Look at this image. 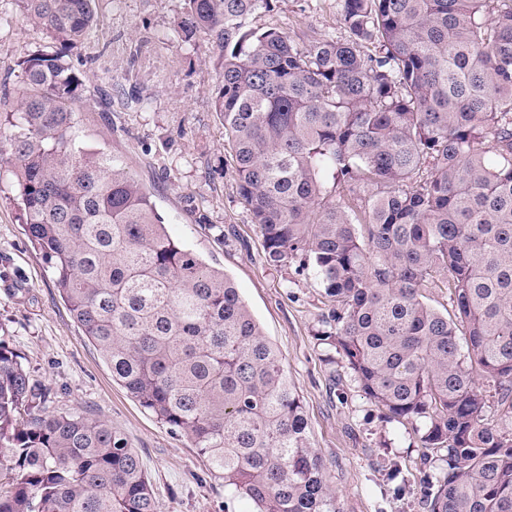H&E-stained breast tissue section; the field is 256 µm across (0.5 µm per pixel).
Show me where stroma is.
<instances>
[{
	"label": "stroma",
	"mask_w": 512,
	"mask_h": 512,
	"mask_svg": "<svg viewBox=\"0 0 512 512\" xmlns=\"http://www.w3.org/2000/svg\"><path fill=\"white\" fill-rule=\"evenodd\" d=\"M185 7V0H95V25L70 56L85 80L75 106L78 136L121 160L149 190L171 238L232 279L282 355L341 512H426L418 436L365 398L323 343L329 302L313 276L266 261L211 107L216 56L206 37L187 44L176 33ZM250 22L297 39L346 35L339 0H272ZM50 45L15 0H0V112L15 105L19 61ZM17 194L14 170L0 160V342L50 387V410L88 412L121 431L151 481L158 512H251L186 437L113 381L31 247Z\"/></svg>",
	"instance_id": "stroma-1"
}]
</instances>
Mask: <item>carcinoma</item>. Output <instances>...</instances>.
Wrapping results in <instances>:
<instances>
[{"label": "carcinoma", "instance_id": "1", "mask_svg": "<svg viewBox=\"0 0 512 512\" xmlns=\"http://www.w3.org/2000/svg\"><path fill=\"white\" fill-rule=\"evenodd\" d=\"M186 0L220 64L212 109L266 260L309 270L328 344L442 462L427 512H512V0H341L347 37ZM55 41L19 62L8 131L21 220L88 341L252 512H341L282 358L224 271L172 239L150 192L82 147L69 60L95 0H16ZM493 155H487L485 143ZM441 281L455 313L425 301ZM0 343V512H158L107 420L47 410Z\"/></svg>", "mask_w": 512, "mask_h": 512}]
</instances>
